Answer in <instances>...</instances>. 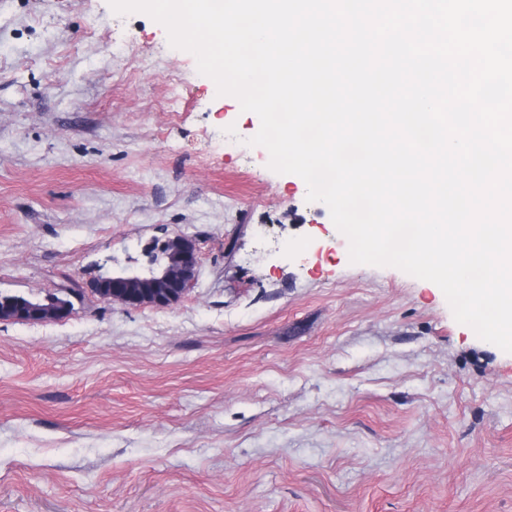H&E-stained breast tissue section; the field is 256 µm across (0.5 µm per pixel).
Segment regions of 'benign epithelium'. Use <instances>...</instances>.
<instances>
[{
  "label": "benign epithelium",
  "instance_id": "benign-epithelium-1",
  "mask_svg": "<svg viewBox=\"0 0 512 512\" xmlns=\"http://www.w3.org/2000/svg\"><path fill=\"white\" fill-rule=\"evenodd\" d=\"M167 241H154L146 249L148 262L136 270H119L108 273L105 277L109 289L102 292L101 298L117 300L130 306L150 304L155 307H166L178 301L194 287L196 282L197 257L191 240H185L180 256L181 276L175 277V270L160 264L158 255L166 246ZM140 282L150 287V296L142 299L130 293L127 285ZM72 309L66 302H58L54 306L38 309L9 295H0V320L30 322L37 315L44 321L61 320L69 317Z\"/></svg>",
  "mask_w": 512,
  "mask_h": 512
}]
</instances>
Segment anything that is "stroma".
<instances>
[{
	"label": "stroma",
	"instance_id": "stroma-1",
	"mask_svg": "<svg viewBox=\"0 0 512 512\" xmlns=\"http://www.w3.org/2000/svg\"><path fill=\"white\" fill-rule=\"evenodd\" d=\"M254 113L108 0H0V512H512V353L354 265ZM195 244L174 304L96 295ZM2 311L0 320H13L18 322L32 323L33 316H39L43 321L61 320L69 317L72 312L71 306L67 302H57L53 307L38 309L15 299L13 296L0 294ZM6 314H5V313Z\"/></svg>",
	"mask_w": 512,
	"mask_h": 512
}]
</instances>
